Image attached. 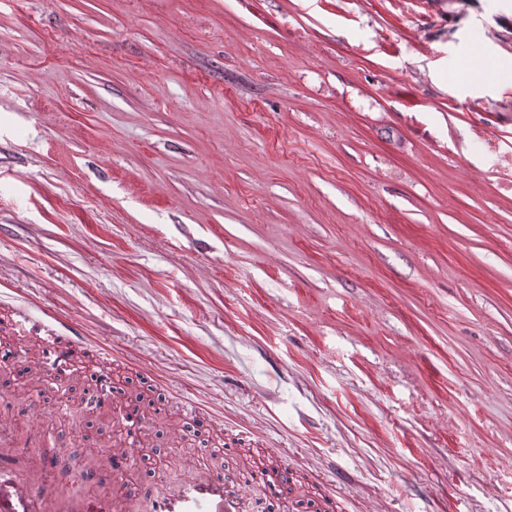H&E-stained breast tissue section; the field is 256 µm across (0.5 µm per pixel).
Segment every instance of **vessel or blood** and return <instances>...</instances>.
Here are the masks:
<instances>
[{
    "label": "vessel or blood",
    "mask_w": 512,
    "mask_h": 512,
    "mask_svg": "<svg viewBox=\"0 0 512 512\" xmlns=\"http://www.w3.org/2000/svg\"><path fill=\"white\" fill-rule=\"evenodd\" d=\"M47 457L38 441L20 448L11 433L0 432V512H51L53 493L76 478L95 489L69 499L64 512H137L145 502L152 512H242L241 495L222 473L201 472L176 487L164 486L146 495L129 493L124 477L137 458L136 448L129 445L98 454L76 477L47 465Z\"/></svg>",
    "instance_id": "b4317fda"
}]
</instances>
